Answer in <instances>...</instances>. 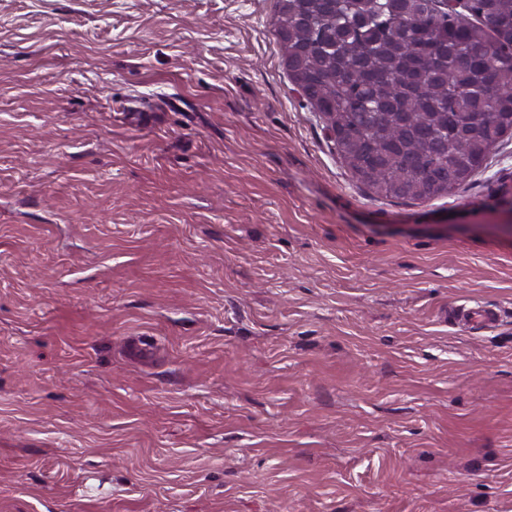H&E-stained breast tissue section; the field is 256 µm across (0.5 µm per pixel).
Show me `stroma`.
Returning a JSON list of instances; mask_svg holds the SVG:
<instances>
[{
    "label": "stroma",
    "mask_w": 512,
    "mask_h": 512,
    "mask_svg": "<svg viewBox=\"0 0 512 512\" xmlns=\"http://www.w3.org/2000/svg\"><path fill=\"white\" fill-rule=\"evenodd\" d=\"M277 13L0 0V512H512V134L372 197ZM456 316L467 321L476 322L480 326H490L498 320L497 310L482 306L475 308L459 307L456 309Z\"/></svg>",
    "instance_id": "35a3bbf8"
}]
</instances>
